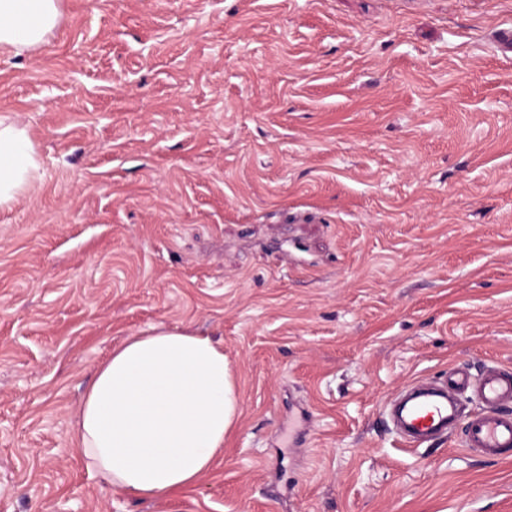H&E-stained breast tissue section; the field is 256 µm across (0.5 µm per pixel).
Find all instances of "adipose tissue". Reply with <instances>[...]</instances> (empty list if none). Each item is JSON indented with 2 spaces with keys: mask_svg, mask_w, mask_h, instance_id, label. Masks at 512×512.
Instances as JSON below:
<instances>
[{
  "mask_svg": "<svg viewBox=\"0 0 512 512\" xmlns=\"http://www.w3.org/2000/svg\"><path fill=\"white\" fill-rule=\"evenodd\" d=\"M60 17V0H0V54H35ZM41 169L26 126L1 116L0 207L27 194ZM238 405L223 348L186 329L157 327L98 365L75 433L87 469L108 490L158 498L212 469Z\"/></svg>",
  "mask_w": 512,
  "mask_h": 512,
  "instance_id": "1",
  "label": "adipose tissue"
}]
</instances>
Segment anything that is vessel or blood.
I'll list each match as a JSON object with an SVG mask.
<instances>
[{"instance_id": "vessel-or-blood-1", "label": "vessel or blood", "mask_w": 512, "mask_h": 512, "mask_svg": "<svg viewBox=\"0 0 512 512\" xmlns=\"http://www.w3.org/2000/svg\"><path fill=\"white\" fill-rule=\"evenodd\" d=\"M389 421L414 447L459 431L472 451L491 457L512 452V370L452 368L439 386L414 390L394 406Z\"/></svg>"}]
</instances>
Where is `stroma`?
Returning <instances> with one entry per match:
<instances>
[{
	"label": "stroma",
	"mask_w": 512,
	"mask_h": 512,
	"mask_svg": "<svg viewBox=\"0 0 512 512\" xmlns=\"http://www.w3.org/2000/svg\"><path fill=\"white\" fill-rule=\"evenodd\" d=\"M0 116L43 159L0 208V512H512V459L411 448L386 406L512 367V0H61ZM153 326L239 394L210 472L106 492L73 413Z\"/></svg>",
	"instance_id": "35a3bbf8"
}]
</instances>
